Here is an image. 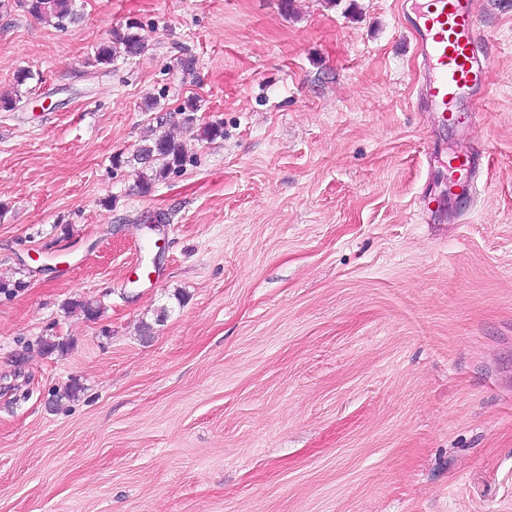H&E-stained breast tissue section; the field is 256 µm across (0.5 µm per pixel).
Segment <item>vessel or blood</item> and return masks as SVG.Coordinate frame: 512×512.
Masks as SVG:
<instances>
[{
	"label": "vessel or blood",
	"mask_w": 512,
	"mask_h": 512,
	"mask_svg": "<svg viewBox=\"0 0 512 512\" xmlns=\"http://www.w3.org/2000/svg\"><path fill=\"white\" fill-rule=\"evenodd\" d=\"M412 28L424 57L421 98L425 111L441 124L475 112V103L489 76L479 55V21L476 0H422ZM475 153L448 154V192L471 194L478 167Z\"/></svg>",
	"instance_id": "b4317fda"
}]
</instances>
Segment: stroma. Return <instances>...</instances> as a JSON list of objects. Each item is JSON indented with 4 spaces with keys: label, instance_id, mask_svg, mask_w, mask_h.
<instances>
[{
    "label": "stroma",
    "instance_id": "stroma-1",
    "mask_svg": "<svg viewBox=\"0 0 512 512\" xmlns=\"http://www.w3.org/2000/svg\"><path fill=\"white\" fill-rule=\"evenodd\" d=\"M76 8L0 10V274L25 283L0 293V512H512V0H477L489 84L448 127L417 106L416 0ZM132 20L145 53L90 66ZM161 118L224 136L142 195ZM17 7L22 8L32 17L41 20H53L58 27L63 21H74L77 18L75 0H13ZM479 164L478 153L452 151L448 154V193L465 194L474 192L473 175ZM471 176V179H469Z\"/></svg>",
    "mask_w": 512,
    "mask_h": 512
}]
</instances>
